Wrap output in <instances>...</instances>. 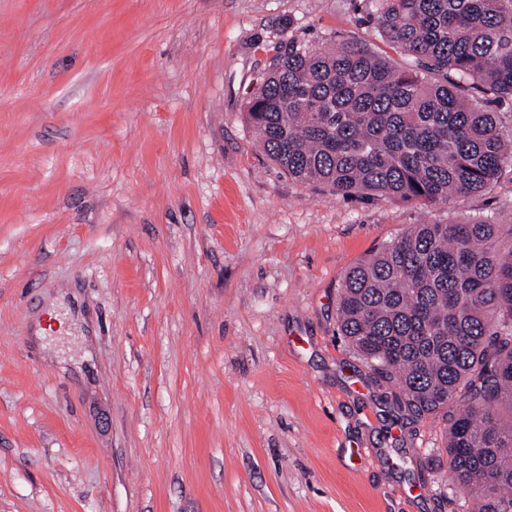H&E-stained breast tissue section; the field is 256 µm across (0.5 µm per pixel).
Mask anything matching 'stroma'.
<instances>
[{
    "instance_id": "stroma-1",
    "label": "stroma",
    "mask_w": 512,
    "mask_h": 512,
    "mask_svg": "<svg viewBox=\"0 0 512 512\" xmlns=\"http://www.w3.org/2000/svg\"><path fill=\"white\" fill-rule=\"evenodd\" d=\"M370 0H0V512H467L443 416L337 334L346 272L423 222L288 178L244 116L274 46Z\"/></svg>"
}]
</instances>
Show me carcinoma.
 <instances>
[{
    "mask_svg": "<svg viewBox=\"0 0 512 512\" xmlns=\"http://www.w3.org/2000/svg\"><path fill=\"white\" fill-rule=\"evenodd\" d=\"M379 38L274 47L245 118L290 178L341 196L447 205L512 171V0H375ZM339 335L414 417L446 410L452 483L472 512H512V225L483 215L415 224L353 266ZM470 385L465 405L450 409Z\"/></svg>",
    "mask_w": 512,
    "mask_h": 512,
    "instance_id": "1",
    "label": "carcinoma"
}]
</instances>
